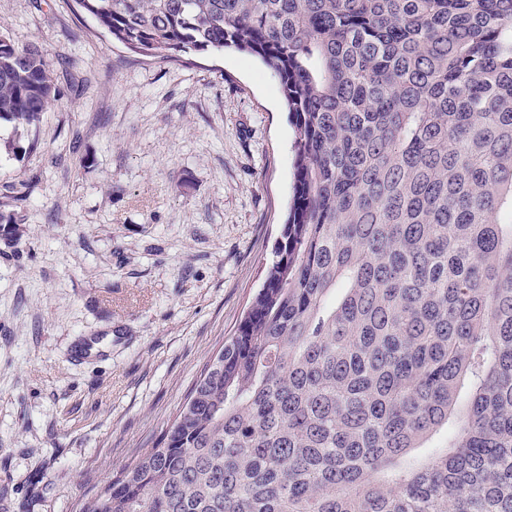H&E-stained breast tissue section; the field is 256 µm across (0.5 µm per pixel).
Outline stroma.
Masks as SVG:
<instances>
[{"label":"stroma","mask_w":512,"mask_h":512,"mask_svg":"<svg viewBox=\"0 0 512 512\" xmlns=\"http://www.w3.org/2000/svg\"><path fill=\"white\" fill-rule=\"evenodd\" d=\"M56 100L0 124V512H79L151 448L232 336L292 196L280 79L234 49L162 60L75 0H0ZM100 347L82 362L80 339Z\"/></svg>","instance_id":"1"}]
</instances>
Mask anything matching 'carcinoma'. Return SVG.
I'll return each instance as SVG.
<instances>
[{
    "instance_id": "carcinoma-1",
    "label": "carcinoma",
    "mask_w": 512,
    "mask_h": 512,
    "mask_svg": "<svg viewBox=\"0 0 512 512\" xmlns=\"http://www.w3.org/2000/svg\"><path fill=\"white\" fill-rule=\"evenodd\" d=\"M77 2L134 52L259 57L295 128L262 288L82 512H512V0ZM54 101L1 32L0 121Z\"/></svg>"
}]
</instances>
